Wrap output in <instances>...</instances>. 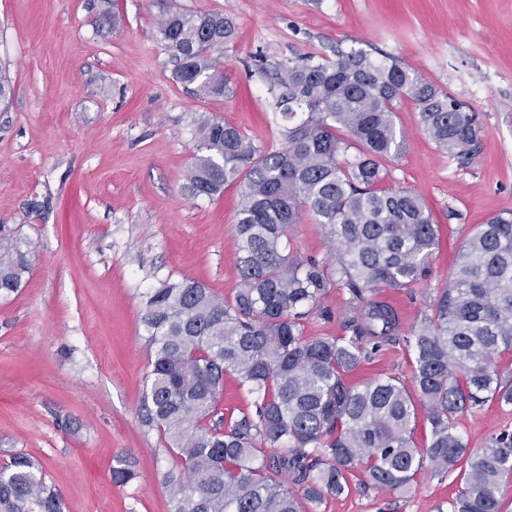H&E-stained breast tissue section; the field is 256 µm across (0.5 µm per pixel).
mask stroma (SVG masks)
I'll list each match as a JSON object with an SVG mask.
<instances>
[{
  "instance_id": "stroma-1",
  "label": "stroma",
  "mask_w": 512,
  "mask_h": 512,
  "mask_svg": "<svg viewBox=\"0 0 512 512\" xmlns=\"http://www.w3.org/2000/svg\"><path fill=\"white\" fill-rule=\"evenodd\" d=\"M120 30L100 26L102 3ZM224 13L234 94L202 98L175 82L157 33L158 0H0V65L13 83L0 102V235L26 241L30 270L0 297V461L26 451L42 463L64 512H169L163 485L175 466L165 439L140 418L150 354L140 317L151 288L184 277L235 293L237 186L188 196L183 176L193 120L223 118L265 146L282 142L272 90L277 63L355 48L390 55L477 112L480 152L459 168L417 126L403 101L406 149L386 161L387 183L418 192L440 244L432 276L380 296L404 327L449 278L455 255L486 219L512 210V0H175ZM345 289L311 315L309 336L352 337ZM411 376L405 344L382 347L352 373L362 383ZM512 410L490 403L459 430L479 448ZM135 472L113 484L116 459ZM456 473L424 471L408 490L354 486L309 512H440Z\"/></svg>"
}]
</instances>
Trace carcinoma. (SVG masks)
<instances>
[{"label": "carcinoma", "instance_id": "cac0c4a2", "mask_svg": "<svg viewBox=\"0 0 512 512\" xmlns=\"http://www.w3.org/2000/svg\"><path fill=\"white\" fill-rule=\"evenodd\" d=\"M160 4L157 28L176 62L174 79L202 97L228 95L220 53L232 21ZM275 84L284 124L278 148L221 117L194 121L184 191L213 198L235 184L243 197L235 295L166 279L141 316L150 371L139 414L177 459L165 481L170 512H305V502L349 493L357 471L366 485L398 489L427 466L445 474L461 464L464 486L450 512H501L512 429L471 449L458 419L490 402L512 406V367L499 364L512 353V211L465 240L418 324L403 330L378 297L381 288L428 278L438 236L417 192L383 186V162L404 150L398 104L411 100L423 133L462 167L477 152V113L402 62L363 50L284 60ZM303 219L323 230L326 258L290 252L288 231ZM29 253L28 244L0 237V296L21 288ZM332 288L350 295L354 338L305 336L309 315L328 316L322 301ZM401 340L411 352L410 380L351 381L371 354ZM228 373L252 402L226 424L218 402ZM421 420L429 426L423 446L415 439ZM134 478L117 460L113 482ZM0 512H64L32 454L16 451L0 469Z\"/></svg>", "mask_w": 512, "mask_h": 512}]
</instances>
